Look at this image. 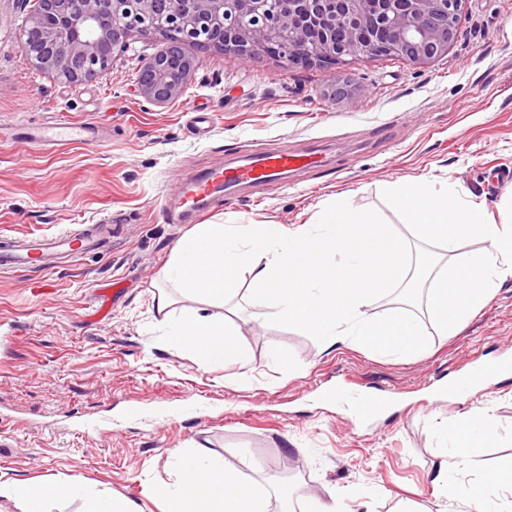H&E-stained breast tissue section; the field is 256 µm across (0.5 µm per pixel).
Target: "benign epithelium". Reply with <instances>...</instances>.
Instances as JSON below:
<instances>
[{
  "instance_id": "obj_1",
  "label": "benign epithelium",
  "mask_w": 512,
  "mask_h": 512,
  "mask_svg": "<svg viewBox=\"0 0 512 512\" xmlns=\"http://www.w3.org/2000/svg\"><path fill=\"white\" fill-rule=\"evenodd\" d=\"M463 0H288V11L266 17L265 0H32L22 51L40 71L69 84L106 76L134 33L160 38L143 56L136 85L165 104L186 89L196 61L183 47L208 42L240 56L263 48L287 63L331 62L345 56L394 54L424 64L448 52Z\"/></svg>"
}]
</instances>
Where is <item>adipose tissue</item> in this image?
<instances>
[{
	"instance_id": "adipose-tissue-1",
	"label": "adipose tissue",
	"mask_w": 512,
	"mask_h": 512,
	"mask_svg": "<svg viewBox=\"0 0 512 512\" xmlns=\"http://www.w3.org/2000/svg\"><path fill=\"white\" fill-rule=\"evenodd\" d=\"M459 441L462 465L474 464L483 452V441L490 435L488 421L463 414L452 423ZM82 484L73 477L59 483L25 479H1L0 498L16 502L21 512H46L51 499L81 495ZM168 502V512H267L262 488L245 481L237 470L221 466L204 451L186 455L174 483L160 488Z\"/></svg>"
}]
</instances>
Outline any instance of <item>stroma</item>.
I'll use <instances>...</instances> for the list:
<instances>
[{
  "label": "stroma",
  "instance_id": "stroma-1",
  "mask_svg": "<svg viewBox=\"0 0 512 512\" xmlns=\"http://www.w3.org/2000/svg\"><path fill=\"white\" fill-rule=\"evenodd\" d=\"M25 15L24 0H0V234L94 224L112 233L87 256L0 273V479L78 476L133 512H167L158 490L176 478L174 449L201 448L266 486L268 512H301L327 491L338 512H353L359 494L372 512H469L437 493L433 475L447 461L467 491L485 470L512 466V374L485 379L464 410L492 427L477 468L458 467L445 428L459 411L434 393L472 365L512 357V282L455 336L440 334L425 303L410 305L429 343L401 360L358 343L328 350L269 324L270 309L248 300L246 274L229 306L249 363L204 366L155 336L158 293L178 314L199 305L161 277L189 230L163 209L199 170L267 148L314 152L321 163L216 193L206 223L293 228L340 196L377 210L415 249L380 190L419 177L453 184L498 218L512 197L502 180L512 173V0H464L447 54L421 65L366 55L287 64L262 50L243 58L192 47L197 67L185 92L162 105L136 88L157 36L133 34L108 75L72 85L24 58ZM345 82L362 93L330 98ZM199 110L212 115L200 131L191 124ZM60 114L99 127L101 140L41 149L20 138L19 125ZM40 280L49 293L35 292ZM278 346L292 351L295 370L278 365ZM341 384L396 397L364 418L329 399Z\"/></svg>",
  "mask_w": 512,
  "mask_h": 512
}]
</instances>
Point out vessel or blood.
<instances>
[{
  "mask_svg": "<svg viewBox=\"0 0 512 512\" xmlns=\"http://www.w3.org/2000/svg\"><path fill=\"white\" fill-rule=\"evenodd\" d=\"M26 138L38 146L55 148L73 141L92 144L96 142L97 135L91 128L59 120L46 127L29 129ZM303 165V155L285 150H264L252 157L247 164L229 162L212 168L183 189L182 216L194 224L202 222L206 214L204 202L212 195L216 185L258 187L272 181L284 171L297 169ZM91 247L90 240L75 237L67 232L35 237L22 246L7 238L0 241V268L38 266L46 259L61 255H80ZM485 374L484 368L475 367L470 372L457 376L449 388L442 390V398L447 399L450 406L464 408L471 399L476 379ZM336 399L360 414L373 412L381 405L380 398L364 391L341 389L337 391Z\"/></svg>",
  "mask_w": 512,
  "mask_h": 512,
  "instance_id": "b4317fda",
  "label": "vessel or blood"
}]
</instances>
